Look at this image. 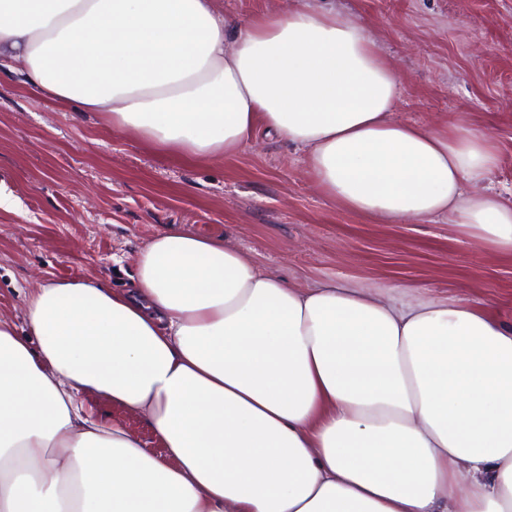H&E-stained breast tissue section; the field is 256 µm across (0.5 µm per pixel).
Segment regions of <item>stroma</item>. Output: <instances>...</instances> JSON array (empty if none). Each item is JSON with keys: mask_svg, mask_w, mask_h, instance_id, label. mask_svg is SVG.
Returning <instances> with one entry per match:
<instances>
[{"mask_svg": "<svg viewBox=\"0 0 512 512\" xmlns=\"http://www.w3.org/2000/svg\"><path fill=\"white\" fill-rule=\"evenodd\" d=\"M359 14L401 77L398 120L452 122L496 143L491 185L512 201V0H335ZM0 318L23 327L25 288L48 279L127 285L137 253L172 228L223 238L300 286H394L488 307L512 321V259L447 219L375 224L323 195L302 152L257 130L240 153L192 164L113 128L100 112L36 97L0 70ZM155 456L148 423L100 397Z\"/></svg>", "mask_w": 512, "mask_h": 512, "instance_id": "stroma-1", "label": "stroma"}]
</instances>
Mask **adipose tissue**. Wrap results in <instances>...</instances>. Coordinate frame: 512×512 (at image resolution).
<instances>
[{
    "label": "adipose tissue",
    "mask_w": 512,
    "mask_h": 512,
    "mask_svg": "<svg viewBox=\"0 0 512 512\" xmlns=\"http://www.w3.org/2000/svg\"><path fill=\"white\" fill-rule=\"evenodd\" d=\"M188 161L257 128L380 224L447 217L512 258L495 142L394 113L358 16L294 0H0V66ZM130 287L27 289L0 318V512H512V323L456 300L301 288L221 238L159 231ZM97 394L142 416L156 458ZM292 0H222L224 13L245 18L256 13L285 12ZM84 401L87 409L93 412L94 416L99 420L108 424L119 422L133 436L140 440L143 448L157 457L162 456L163 448H161L157 437L142 417L123 407L112 406V403L95 395H87Z\"/></svg>",
    "instance_id": "obj_1"
}]
</instances>
